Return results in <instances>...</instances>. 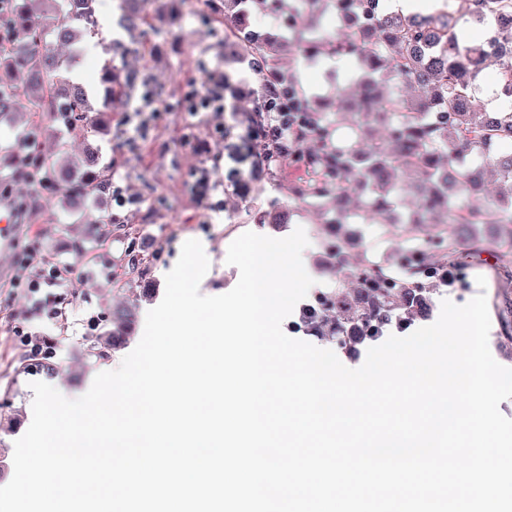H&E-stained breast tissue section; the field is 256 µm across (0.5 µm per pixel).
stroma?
Here are the masks:
<instances>
[{"label": "stroma", "mask_w": 512, "mask_h": 512, "mask_svg": "<svg viewBox=\"0 0 512 512\" xmlns=\"http://www.w3.org/2000/svg\"><path fill=\"white\" fill-rule=\"evenodd\" d=\"M97 16L112 19V39L127 49L125 57L114 58L121 71H146L161 87L165 98L179 97L186 81L204 86L207 73L223 70L238 73L242 55L224 49V0H214L206 8L211 25L197 23L189 0H149L147 24L162 23L163 38L148 44L134 41L123 23L122 10L112 8L111 0H95ZM272 68L278 73H295L309 95L335 92L347 85L344 64L304 59L285 48L270 50ZM106 127L93 137L92 144L102 162L112 165V184L124 205L113 206L120 221L112 225L106 237L87 236V225L97 223L101 208L89 199L81 206H61L53 195L39 197L37 207L19 214V247L38 244L36 263L62 261L72 274L63 288L57 289L62 317L47 324L33 317L36 303L46 294L30 297L25 289L13 287V278L28 277L33 270L20 267L15 255L0 256V408L15 414L13 430H0V486L13 476L14 443L32 420L34 393L30 387L36 376L24 372L31 354L15 328L25 324L42 340L41 355L49 357L55 370L46 376L70 399L82 396L96 374L119 367L121 358L140 341L144 326L136 324L116 356L106 360L87 358L84 347L94 340L88 331V319L107 325L113 310L135 306L137 314L157 306L164 297L165 276L175 266L183 243L199 240L206 251L209 269L200 282L201 294L230 291L238 282L237 267L227 264L230 243L247 231L273 238L290 235L303 228L309 245L302 257L304 268L313 278L311 294L328 293L339 286L336 257L330 248L334 238L325 223L327 205L320 199H294L290 193L299 176L294 167H283L277 174L261 175L253 190L252 214L229 215L224 208L225 112H144L136 114L113 107L104 113ZM209 172L212 190L208 211H201L194 196L186 191L190 174ZM358 244L343 248L348 268L373 263L380 268L403 274L408 265L403 257L419 249L433 254L440 246L433 228H425L417 239H410L402 224L351 225ZM141 239V250L152 261L131 272L126 263L124 242L127 236ZM476 242L458 241L451 262L460 264L461 278L453 285L437 282L429 295L424 317L394 328L397 336H406L431 325L440 314L442 300L463 305L478 294H485L491 328L489 348L494 359L512 368V266L504 265L502 250L496 241L502 236L499 226L481 224ZM485 287H478L477 277Z\"/></svg>", "instance_id": "1"}]
</instances>
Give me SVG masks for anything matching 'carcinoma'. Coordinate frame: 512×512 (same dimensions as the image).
Instances as JSON below:
<instances>
[{"label": "carcinoma", "instance_id": "cac0c4a2", "mask_svg": "<svg viewBox=\"0 0 512 512\" xmlns=\"http://www.w3.org/2000/svg\"><path fill=\"white\" fill-rule=\"evenodd\" d=\"M332 2L336 17L347 29L331 35L311 23L314 35L294 36L299 24L321 12L319 5ZM94 0H0V116L28 109L70 138L87 139L95 130L88 94L70 80L82 47L97 34ZM265 0H231L224 11V28L238 34L235 48L250 57L263 99L246 101L234 75L224 73V110L242 120L224 125V148L232 165L224 169V195L241 202L252 193L249 173L261 159L268 173L293 163L301 176L291 187L299 200L324 199L332 204L329 224L345 223L352 188L366 196L371 215L391 224H408L415 231L425 224H457L472 232L477 224H507L505 256L512 258V0H458L457 17L443 7L428 14L391 12L383 0H274V11L288 15V42L298 52L325 55L348 65L357 94L345 111L353 114L351 135L342 136L330 118L336 96L311 97L291 76L270 70L267 40L244 23L251 6ZM485 28L481 41L470 39L467 25ZM127 29L142 44L158 39L165 30L140 29L138 18L127 19ZM69 47L62 54L53 41ZM498 70L497 87L504 102L490 108L478 77L489 65ZM112 58L104 60L101 81L105 85L103 111L114 101L140 94L143 105L158 99L147 79L129 72L113 80ZM388 124L391 151L373 141L372 127ZM44 130L35 133L6 153L11 169L8 179L40 178L48 159L36 148ZM492 173L507 188L498 199L474 207L467 199H479ZM111 186L109 171L99 158L62 173L57 193L66 205L95 197L104 201ZM421 190L423 203L412 212L397 209L401 191ZM383 269L358 272V288L326 295L324 306L304 314L306 331L334 341L344 337L352 349L355 339L380 337L384 328L405 316L425 311L430 284L400 281L384 287ZM117 330L89 347L88 354L109 357L130 329L134 314L124 310L113 315Z\"/></svg>", "mask_w": 512, "mask_h": 512}]
</instances>
